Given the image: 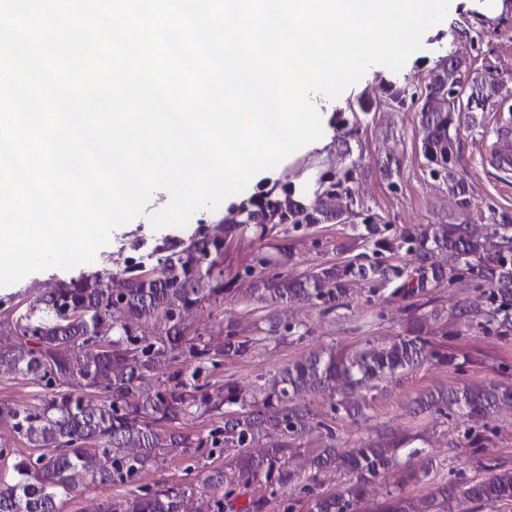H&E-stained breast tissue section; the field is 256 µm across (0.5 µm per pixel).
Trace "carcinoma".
Returning <instances> with one entry per match:
<instances>
[{
    "label": "carcinoma",
    "instance_id": "cac0c4a2",
    "mask_svg": "<svg viewBox=\"0 0 512 512\" xmlns=\"http://www.w3.org/2000/svg\"><path fill=\"white\" fill-rule=\"evenodd\" d=\"M448 71V106L441 112H420L421 150L431 173L448 181L461 213L472 206L468 185L454 159V135L464 126L483 125L485 112L496 106L504 84L476 76L468 82ZM481 103L466 112L467 102ZM323 200L307 207L295 198L293 185L263 192L236 207L239 219L225 234L252 231L265 239L276 227L291 224H341L339 208L327 201L345 198L356 205L348 171L322 174ZM348 251L356 259L325 265L303 275L279 272L292 259L288 244H276V256L262 255L256 265L274 269L254 275L237 298L276 313L295 303L323 308L330 314L343 306L354 288L405 302L411 315L408 334L378 347L355 353L333 349L312 353L283 366L266 382L261 401H250L238 384L208 381L210 369L226 358H243L263 342L281 340L277 323L264 336H246L230 321L224 339L190 336L183 315L204 302L222 301L224 271L215 269L218 238L192 237L160 249L159 269L147 273L135 262L125 269L124 288H112L91 277L61 282L43 298L42 316L18 320L0 335V374L21 375L53 388L69 384L74 391L55 392L39 406H0V423L31 445L42 449L36 458H21L13 473L0 476V512H58L62 495L91 484L133 485L141 472L165 456L206 448L225 452L224 468L214 469L206 483L214 490L210 512L233 508L239 491L253 484L272 496L293 485L313 493L310 512H354L369 488L388 471L399 452L418 457L419 468L399 473L395 489L375 505L376 512H448L455 502L468 512H483L512 502V466L490 458L480 462L487 477L442 482L418 497L404 494L411 483L428 477L435 462L414 446L418 436L386 429L377 440L359 448L336 445L332 428L302 401L306 393L326 395L332 409L355 419L369 403L361 390L369 382H388L426 362L453 364L455 357L441 340L455 335L465 321L499 336L512 335V216L491 212L487 224H427L409 226L396 236L367 216L353 225ZM441 254L439 263L432 261ZM437 288H467V297L447 317L424 308ZM441 323L439 334L426 329L428 320ZM152 323L158 333L138 334ZM182 357L197 366L189 375L173 368ZM100 392L96 402L89 395ZM507 406L512 409V385L490 382L457 389H428L414 400V415H456L469 424L465 434L488 422ZM194 411L218 415L224 425L193 444L177 425ZM326 430L328 442L314 446L311 438ZM329 469L342 472L345 482L333 493H315L311 485ZM189 489L138 486L103 512H188Z\"/></svg>",
    "mask_w": 512,
    "mask_h": 512
}]
</instances>
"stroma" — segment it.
<instances>
[{
    "mask_svg": "<svg viewBox=\"0 0 512 512\" xmlns=\"http://www.w3.org/2000/svg\"><path fill=\"white\" fill-rule=\"evenodd\" d=\"M449 56L466 61V78L479 75L501 81L512 91V9L489 19L469 9L465 0H456L445 20L425 33L422 49L400 72L375 66L336 100L314 96L319 111L327 115L325 151L281 162L267 178L257 182V189L289 182L298 190L309 191L312 168L321 164L328 169H350V185L357 202L381 223L395 228L455 224L464 217L471 223L484 224L494 211L512 215V174L497 171L491 158L498 142V129L512 130V94L489 112L484 127L461 130L456 140L457 166L464 172L473 203L465 216L460 215L447 182L430 173L421 151L416 105L395 106L388 98L392 87L411 93L424 91L435 64ZM366 103L371 106L367 112L362 109ZM167 203L166 191L155 192L147 205V214L115 229L93 262L69 270L36 272L17 284L0 287V330H8L20 317L39 316L43 295L59 282L87 275L106 282L120 278L122 269L115 265V257H134L147 270L156 267L158 246L200 231L215 235L229 210L223 204L214 211L196 212L186 227L154 229L148 215ZM351 236L352 230L345 224H319L290 231L288 240L295 246L290 272L303 274L316 265L346 258L343 246ZM270 251L267 241L249 232L226 238L221 260L225 280L243 272L256 255ZM288 317L307 324L310 334L300 341L290 337L280 343H262L248 356L228 361L225 369L215 370L213 380H223L225 373L230 372L242 388L251 391L285 363L302 355L324 347L348 352L370 340L387 342L402 335L406 328V315L400 303L370 295L363 288L352 290L345 306L332 313L297 304L289 308ZM230 321L251 336L257 335L262 325L259 313L246 309L231 294L225 295L223 301L199 306L186 325L189 333L219 339ZM448 350L460 357H471V364L459 371L423 364L406 374L400 383L376 389L365 417L358 421H351L344 412H332L326 397L312 394L306 401L347 447L374 438L385 425L419 435V447L433 457L436 467L421 483L407 486V495H420L440 482L482 476L480 459L493 457L512 462V411L477 429L469 441L464 438V427L457 418L429 413L414 416L408 405L427 388H457L468 382L512 383V335L502 338L465 327L459 336L449 340ZM223 465L222 456L191 451L142 472L138 482L151 487L192 488V512H204L210 497L204 479L212 469Z\"/></svg>",
    "mask_w": 512,
    "mask_h": 512,
    "instance_id": "obj_1",
    "label": "stroma"
}]
</instances>
